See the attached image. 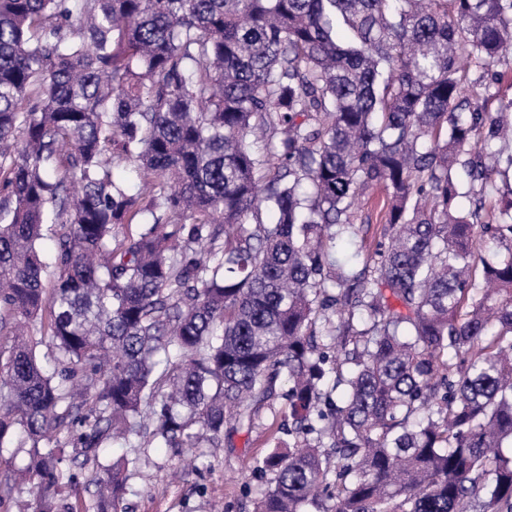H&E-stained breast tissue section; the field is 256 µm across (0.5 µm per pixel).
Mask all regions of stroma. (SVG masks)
<instances>
[{
	"mask_svg": "<svg viewBox=\"0 0 512 512\" xmlns=\"http://www.w3.org/2000/svg\"><path fill=\"white\" fill-rule=\"evenodd\" d=\"M284 413L278 399L262 403L252 430L225 435L202 457L194 449L174 450L158 441L147 448L117 441L101 448L99 459L102 466L122 455L136 459L125 501L127 512H253L262 490L253 479V468L270 449L271 424ZM26 461L24 449L0 450V482L14 486L11 498L0 502V512H19L33 502L35 482L18 477Z\"/></svg>",
	"mask_w": 512,
	"mask_h": 512,
	"instance_id": "stroma-1",
	"label": "stroma"
}]
</instances>
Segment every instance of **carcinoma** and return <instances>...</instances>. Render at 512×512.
<instances>
[{"instance_id":"carcinoma-1","label":"carcinoma","mask_w":512,"mask_h":512,"mask_svg":"<svg viewBox=\"0 0 512 512\" xmlns=\"http://www.w3.org/2000/svg\"><path fill=\"white\" fill-rule=\"evenodd\" d=\"M511 72L512 0H0L26 512L73 494L68 448L118 512L136 459L106 441L219 442L281 385L254 512H512ZM375 188L374 257H335Z\"/></svg>"}]
</instances>
